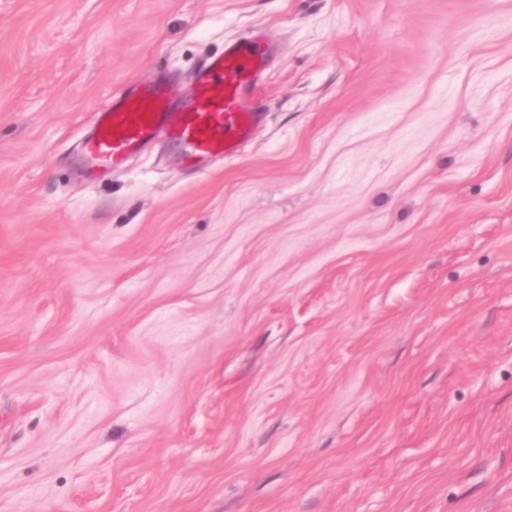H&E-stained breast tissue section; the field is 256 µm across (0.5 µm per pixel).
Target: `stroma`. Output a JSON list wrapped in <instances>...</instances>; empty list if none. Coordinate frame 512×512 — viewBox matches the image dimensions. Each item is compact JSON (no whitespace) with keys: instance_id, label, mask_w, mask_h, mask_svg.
<instances>
[{"instance_id":"35a3bbf8","label":"stroma","mask_w":512,"mask_h":512,"mask_svg":"<svg viewBox=\"0 0 512 512\" xmlns=\"http://www.w3.org/2000/svg\"><path fill=\"white\" fill-rule=\"evenodd\" d=\"M257 28L237 158L84 167ZM0 512H512V0H0Z\"/></svg>"}]
</instances>
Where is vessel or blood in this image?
I'll return each mask as SVG.
<instances>
[{
  "mask_svg": "<svg viewBox=\"0 0 512 512\" xmlns=\"http://www.w3.org/2000/svg\"><path fill=\"white\" fill-rule=\"evenodd\" d=\"M264 64L250 40L225 44L196 72L195 95L186 104L173 82L132 83L96 112L84 151L94 167H115L163 131L186 160L233 158L260 122L253 92Z\"/></svg>",
  "mask_w": 512,
  "mask_h": 512,
  "instance_id": "1",
  "label": "vessel or blood"
}]
</instances>
